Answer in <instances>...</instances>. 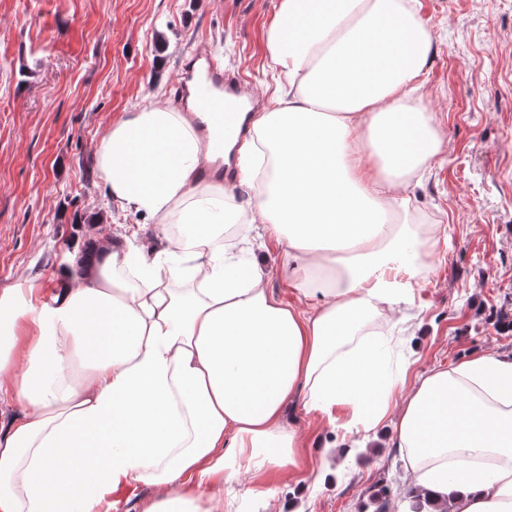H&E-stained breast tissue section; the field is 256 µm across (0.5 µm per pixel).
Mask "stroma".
I'll use <instances>...</instances> for the list:
<instances>
[{"label": "stroma", "instance_id": "obj_1", "mask_svg": "<svg viewBox=\"0 0 512 512\" xmlns=\"http://www.w3.org/2000/svg\"><path fill=\"white\" fill-rule=\"evenodd\" d=\"M277 0H0V288L33 276L53 287L86 241L156 225L118 210L96 179L94 146L114 117L159 95L176 106L199 51L266 99L276 84L265 30ZM434 33L423 92L448 148L408 191V221L438 224L439 260L382 331L395 373L415 378L480 349L512 352V0H417ZM304 437L272 497L240 474L214 493L226 512H407L406 462L385 428L332 429L291 403Z\"/></svg>", "mask_w": 512, "mask_h": 512}]
</instances>
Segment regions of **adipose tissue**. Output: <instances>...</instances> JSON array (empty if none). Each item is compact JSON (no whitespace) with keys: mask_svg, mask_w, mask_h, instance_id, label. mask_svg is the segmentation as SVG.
Wrapping results in <instances>:
<instances>
[{"mask_svg":"<svg viewBox=\"0 0 512 512\" xmlns=\"http://www.w3.org/2000/svg\"><path fill=\"white\" fill-rule=\"evenodd\" d=\"M433 41L415 0H278L266 49L288 89L248 117L243 205L201 173L216 157L195 101L113 120L98 180L165 245L124 226L53 296L0 288V400L20 408L0 430V512H109L140 485L138 512H222L211 486L298 465L288 403L385 420L368 323L414 292L404 191L444 145L420 93ZM269 240L295 303L256 261ZM390 445L451 512H512V354L416 376Z\"/></svg>","mask_w":512,"mask_h":512,"instance_id":"1","label":"adipose tissue"}]
</instances>
